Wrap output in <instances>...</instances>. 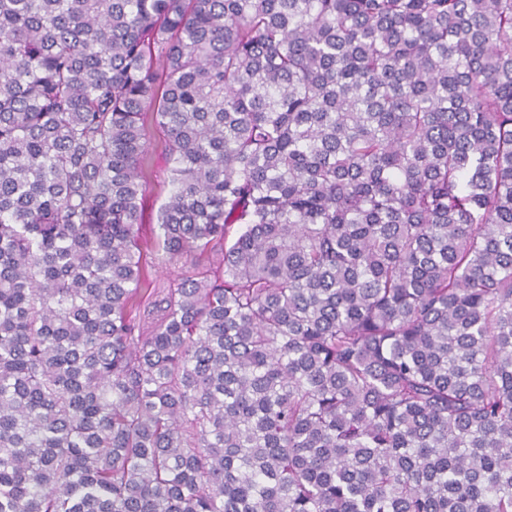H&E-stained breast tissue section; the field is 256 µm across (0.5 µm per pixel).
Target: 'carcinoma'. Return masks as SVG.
I'll return each mask as SVG.
<instances>
[{"instance_id": "obj_1", "label": "carcinoma", "mask_w": 512, "mask_h": 512, "mask_svg": "<svg viewBox=\"0 0 512 512\" xmlns=\"http://www.w3.org/2000/svg\"><path fill=\"white\" fill-rule=\"evenodd\" d=\"M0 512H512V0H0ZM168 188L155 185L148 194L143 207V235L150 238L158 233L157 215L161 205L164 203Z\"/></svg>"}]
</instances>
